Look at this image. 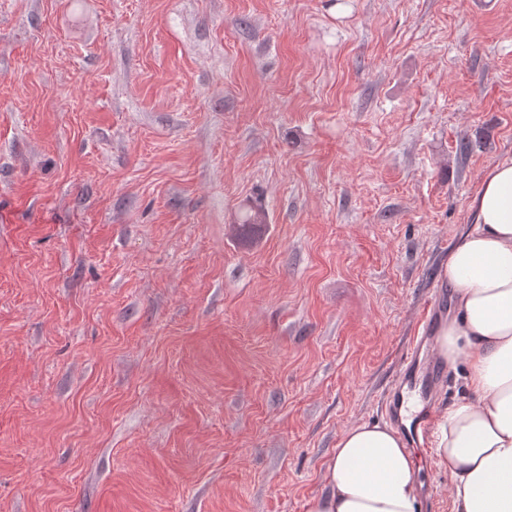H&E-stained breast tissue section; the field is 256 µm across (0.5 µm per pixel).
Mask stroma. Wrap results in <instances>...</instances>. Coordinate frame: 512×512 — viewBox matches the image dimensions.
Here are the masks:
<instances>
[{
	"label": "stroma",
	"instance_id": "obj_1",
	"mask_svg": "<svg viewBox=\"0 0 512 512\" xmlns=\"http://www.w3.org/2000/svg\"><path fill=\"white\" fill-rule=\"evenodd\" d=\"M505 158L512 0H0V512H305Z\"/></svg>",
	"mask_w": 512,
	"mask_h": 512
}]
</instances>
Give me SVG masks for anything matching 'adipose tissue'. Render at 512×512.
Masks as SVG:
<instances>
[{
    "instance_id": "adipose-tissue-1",
    "label": "adipose tissue",
    "mask_w": 512,
    "mask_h": 512,
    "mask_svg": "<svg viewBox=\"0 0 512 512\" xmlns=\"http://www.w3.org/2000/svg\"><path fill=\"white\" fill-rule=\"evenodd\" d=\"M442 278L454 316L436 351L465 360V394L432 426L430 448L451 473L452 512H512V159L497 162ZM325 493L307 512H420L419 467L398 430L358 424L331 456Z\"/></svg>"
}]
</instances>
